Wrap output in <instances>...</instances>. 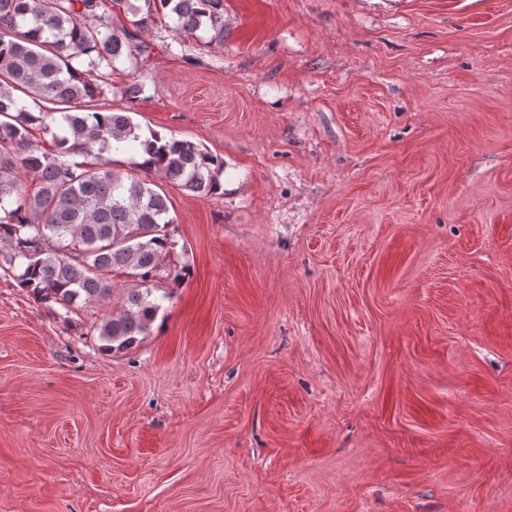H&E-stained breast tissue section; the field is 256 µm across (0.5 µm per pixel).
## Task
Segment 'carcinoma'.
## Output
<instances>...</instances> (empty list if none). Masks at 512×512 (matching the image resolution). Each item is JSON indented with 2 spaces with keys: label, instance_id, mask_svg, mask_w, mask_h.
<instances>
[{
  "label": "carcinoma",
  "instance_id": "carcinoma-1",
  "mask_svg": "<svg viewBox=\"0 0 512 512\" xmlns=\"http://www.w3.org/2000/svg\"><path fill=\"white\" fill-rule=\"evenodd\" d=\"M130 25L108 23L102 0H0V269L65 313L112 298L110 273L140 283L122 309L93 327L104 352L123 351L148 334L158 304L155 282L176 246L166 196L154 181L113 168L115 151L144 150L134 166L197 196L219 186L224 159L192 141L166 137L122 111L95 105L121 65L148 52L139 33L168 11L184 34L224 38L222 0H144ZM111 92L136 99L137 83ZM39 127L46 140L35 142Z\"/></svg>",
  "mask_w": 512,
  "mask_h": 512
}]
</instances>
